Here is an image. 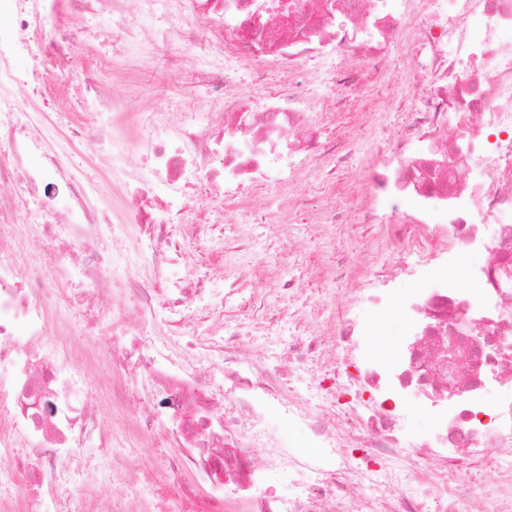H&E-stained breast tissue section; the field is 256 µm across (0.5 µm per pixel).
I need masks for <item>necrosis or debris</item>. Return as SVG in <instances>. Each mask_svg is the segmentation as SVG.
<instances>
[{
    "instance_id": "4bbe7bcc",
    "label": "necrosis or debris",
    "mask_w": 512,
    "mask_h": 512,
    "mask_svg": "<svg viewBox=\"0 0 512 512\" xmlns=\"http://www.w3.org/2000/svg\"><path fill=\"white\" fill-rule=\"evenodd\" d=\"M62 0H0V110L19 113L0 124V512H71L66 490L82 486L91 512H118L100 491L112 474L118 433L87 403L85 370L74 360L108 330L113 398H139L145 442L177 448L168 480L142 512L189 498L180 482L193 470L209 486L204 512H224V494L248 488L250 512H462L487 473V512H512V398L485 411L490 386L512 390V0H70L83 17L119 31L111 53L61 74L80 97L83 116L54 136L35 107L46 64L71 59L88 27L47 28ZM165 24L145 31L146 19ZM405 55L426 90L387 138L390 158L372 163L364 183L366 222L379 210L402 211L388 225L394 257H427L436 271L414 291L395 294L391 273L366 266L345 273L349 288L323 341L300 335L277 361L243 360L220 317L266 332L253 310L254 287L287 266L255 255L225 266L222 279L197 273L186 282L189 242L223 252L194 198L201 185L224 204L272 195L287 223L303 176L328 160L346 161L353 143L323 138L322 113L339 109L337 87L359 80L338 60L363 59L385 74L393 53ZM158 55L168 69L191 71L208 92L202 112L120 111L111 93L114 58ZM31 61L26 95L15 94L12 62ZM277 91L257 94L265 64ZM94 136L113 178L134 190L123 224L146 228L134 252L118 245L111 223L75 174V145ZM135 153L145 172L126 173ZM38 219L20 224L21 204ZM483 260L461 265V255ZM25 277H18V267ZM84 284L95 307L72 304L64 289ZM128 297L113 308L114 295ZM370 314L353 315L359 303ZM60 307L59 329L46 328ZM395 317L396 347L363 349L379 324ZM173 326L206 324L212 337L199 361L216 363L235 390L240 414H217L225 396L185 358L131 350L122 338L156 319ZM309 363L320 401L288 395L292 365ZM278 407L304 426L318 447L302 458L270 424ZM427 414L424 438L403 432L412 410Z\"/></svg>"
}]
</instances>
